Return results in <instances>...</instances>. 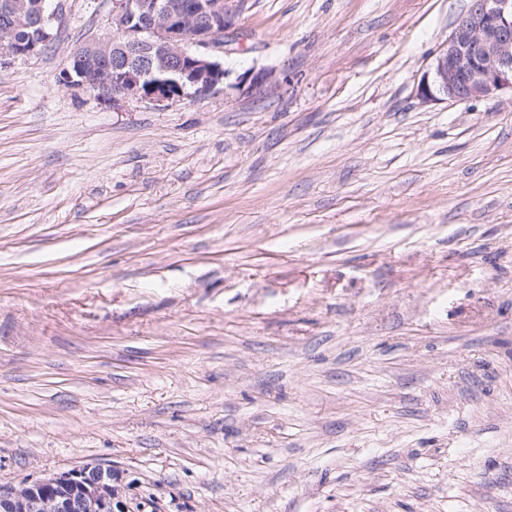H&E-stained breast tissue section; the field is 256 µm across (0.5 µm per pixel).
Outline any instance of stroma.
<instances>
[{"label":"stroma","instance_id":"obj_1","mask_svg":"<svg viewBox=\"0 0 512 512\" xmlns=\"http://www.w3.org/2000/svg\"><path fill=\"white\" fill-rule=\"evenodd\" d=\"M60 6L0 56V485L512 512V94L418 92L469 0H227L223 91L119 108Z\"/></svg>","mask_w":512,"mask_h":512}]
</instances>
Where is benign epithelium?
<instances>
[{
    "mask_svg": "<svg viewBox=\"0 0 512 512\" xmlns=\"http://www.w3.org/2000/svg\"><path fill=\"white\" fill-rule=\"evenodd\" d=\"M226 0H112V33L69 58L68 86L118 106L168 105L224 89ZM45 0H7L0 49L40 53L54 39ZM35 33L15 39L18 28ZM512 91V0H471L420 86L425 101L464 102ZM112 469L77 466L49 478L0 485V512H125Z\"/></svg>",
    "mask_w": 512,
    "mask_h": 512,
    "instance_id": "7a95c632",
    "label": "benign epithelium"
}]
</instances>
